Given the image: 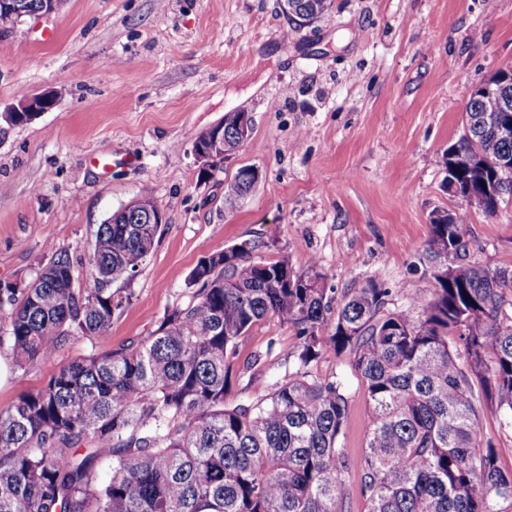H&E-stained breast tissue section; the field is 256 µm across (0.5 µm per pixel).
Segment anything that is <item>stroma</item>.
<instances>
[{
	"mask_svg": "<svg viewBox=\"0 0 512 512\" xmlns=\"http://www.w3.org/2000/svg\"><path fill=\"white\" fill-rule=\"evenodd\" d=\"M284 0H62L0 33V111L21 93L58 102L24 125L0 121V282L24 286L50 249L87 257L109 214L150 189L164 207L130 304L105 336L76 339L48 363L11 369L0 408L75 358L147 336L187 303L199 259L246 239L272 258L318 264L333 303L374 284L402 306L432 294L425 256L434 212L466 210L469 263L512 268V200L496 216L444 186L443 153L463 132L471 86L512 65V0H331L302 26ZM241 110L244 145L209 178L195 134ZM258 168L234 204L224 187ZM295 332L276 321L239 340L230 397L280 381ZM317 375L347 387L343 445L365 446L364 388L325 350Z\"/></svg>",
	"mask_w": 512,
	"mask_h": 512,
	"instance_id": "1",
	"label": "stroma"
}]
</instances>
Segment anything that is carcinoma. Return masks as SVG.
<instances>
[{
	"label": "carcinoma",
	"instance_id": "carcinoma-1",
	"mask_svg": "<svg viewBox=\"0 0 512 512\" xmlns=\"http://www.w3.org/2000/svg\"><path fill=\"white\" fill-rule=\"evenodd\" d=\"M313 20L329 0H286ZM512 83L469 101L464 133L448 146L470 155L455 193L494 216L512 193ZM241 142L224 125V147ZM464 212H436L426 251L437 288L387 307L392 290L370 285L332 310L326 276L265 257L273 242L244 240L199 260L190 300L165 310L148 336L76 359L38 390L0 409V512H350L348 476L365 512H512V469L480 428L490 409L512 428V269L465 262ZM162 231L118 209L99 225L85 279L66 251L24 287L0 284L18 368L50 362L76 337L107 333L129 281ZM275 320L292 328V372L263 396L228 399L238 341ZM331 348L367 396L366 439L353 456L342 440L349 397L313 363ZM108 464L110 475L99 478Z\"/></svg>",
	"mask_w": 512,
	"mask_h": 512
}]
</instances>
